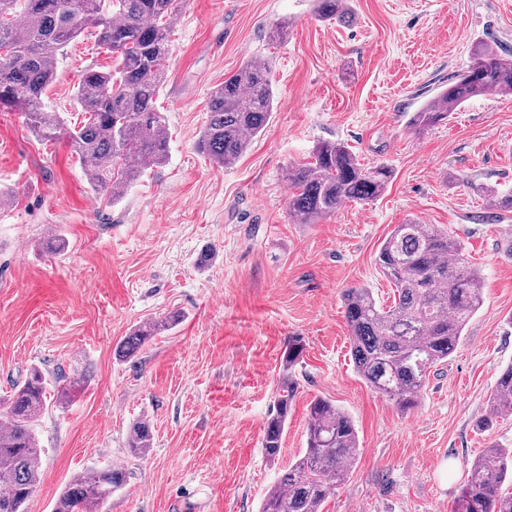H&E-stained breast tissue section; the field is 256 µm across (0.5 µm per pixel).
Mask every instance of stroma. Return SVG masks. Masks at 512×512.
<instances>
[{
	"label": "stroma",
	"instance_id": "obj_1",
	"mask_svg": "<svg viewBox=\"0 0 512 512\" xmlns=\"http://www.w3.org/2000/svg\"><path fill=\"white\" fill-rule=\"evenodd\" d=\"M347 3L351 21L328 24L315 0H179L157 102L169 159L112 205L65 140L42 141L20 113L0 112V399L35 368L53 391L93 375L70 404L46 402L26 512H53L74 474L112 465L130 477L103 512H260L301 456L318 397L358 435L356 463L323 512H454L473 459L492 444L512 448V415L488 406L512 363V212L482 193L512 188V97L473 98L431 128L409 124L470 65L478 39L512 52V0ZM251 59L271 64L272 117L218 169L195 149L207 97ZM110 62L79 37L58 56L46 102L70 116L83 70ZM322 140L344 142L364 167L387 165L391 181L373 201L291 223L286 171ZM409 220L460 242L484 290L454 354L403 412L358 375L342 293L366 287L391 302L376 257ZM51 233L65 238L63 253L43 251ZM173 311L177 326L115 356L135 328ZM293 336L305 350L272 464L264 426ZM142 417L153 447L138 459L127 438Z\"/></svg>",
	"mask_w": 512,
	"mask_h": 512
}]
</instances>
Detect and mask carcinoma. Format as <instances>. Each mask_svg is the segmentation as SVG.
Returning <instances> with one entry per match:
<instances>
[{
  "label": "carcinoma",
  "mask_w": 512,
  "mask_h": 512,
  "mask_svg": "<svg viewBox=\"0 0 512 512\" xmlns=\"http://www.w3.org/2000/svg\"><path fill=\"white\" fill-rule=\"evenodd\" d=\"M325 21L345 24L346 0H316ZM175 0H0V111L19 112L41 139H64L87 167L91 188L108 204L168 157V133L156 100L166 78ZM92 28L97 46L114 58L106 70L82 73L76 101L82 117L68 126L60 113L45 109L43 97L56 78L58 52ZM474 61L411 118L432 127L468 100L486 94L512 97V55L486 41L473 47ZM268 63L250 60L212 88L207 118L196 150L222 168L238 160L266 129L273 110ZM391 170L365 168L343 142L323 140L312 160L288 169L293 192L287 214L294 224H315L346 202H368L386 189ZM492 206L512 211V191L485 187ZM377 263L391 284L385 305L370 288L343 294L355 368L367 386L405 412L417 407L431 368L454 353L462 333L482 305L483 280L462 255L461 245L433 224H397L378 252ZM181 313L139 326L116 348V356L137 353L161 330L177 324ZM305 349L300 336L288 342L284 376L267 419L263 449L277 460L288 414L296 395L291 371ZM84 370L56 401L66 404L90 385ZM48 382L37 369L10 398L0 401V512H24L37 485L40 452L35 425L46 406ZM492 414L512 413V364L498 377L489 398ZM149 420L129 431L131 456L152 448ZM358 436L349 415L324 398L309 405L306 447L281 471L260 512H322L326 499L355 464ZM123 466L88 468L75 474L53 512H99L112 493L127 484ZM512 449L489 445L471 464L457 512H512Z\"/></svg>",
  "instance_id": "cac0c4a2"
}]
</instances>
